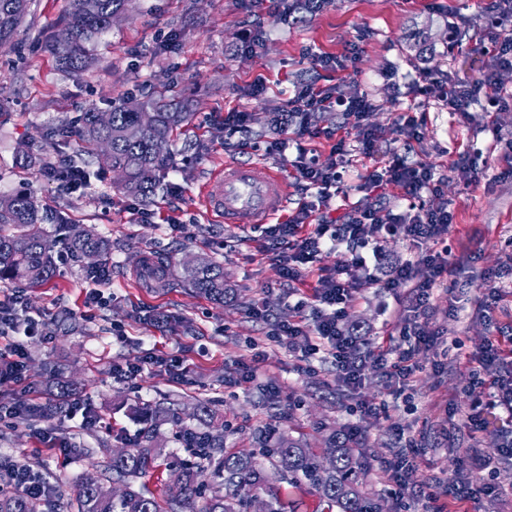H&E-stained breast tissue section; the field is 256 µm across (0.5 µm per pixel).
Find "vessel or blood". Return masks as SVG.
<instances>
[{
	"mask_svg": "<svg viewBox=\"0 0 512 512\" xmlns=\"http://www.w3.org/2000/svg\"><path fill=\"white\" fill-rule=\"evenodd\" d=\"M200 203L207 216L247 229L270 222L284 210L287 183L264 163L228 162L210 175Z\"/></svg>",
	"mask_w": 512,
	"mask_h": 512,
	"instance_id": "vessel-or-blood-1",
	"label": "vessel or blood"
}]
</instances>
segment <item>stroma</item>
I'll return each mask as SVG.
<instances>
[{"instance_id":"35a3bbf8","label":"stroma","mask_w":512,"mask_h":512,"mask_svg":"<svg viewBox=\"0 0 512 512\" xmlns=\"http://www.w3.org/2000/svg\"><path fill=\"white\" fill-rule=\"evenodd\" d=\"M486 5L487 0H327L311 14L285 10L278 0H131L127 12L96 40L94 64L65 71L44 52L42 42L63 27L69 0H31L13 43L0 49V194L28 192L48 224L90 229L112 242V274L98 286L101 305L85 307L89 284L80 264L69 260L60 262L51 282L22 290L24 313L42 321L43 332L25 339V383H0V404L12 405L29 390L41 398L53 393L44 373L50 365L72 381L80 399L78 409L42 425L65 438L71 449L66 456L37 442L36 423L0 420V459L25 465L54 489L42 512H79V482L87 477L105 480L113 450L129 447L130 436L138 430L134 407H170L189 424L202 402L210 404L212 424L222 427L224 447L231 451L256 450L257 436L271 427L319 448L325 427L340 430L358 422L365 434V489L382 498L389 512H424L421 503L397 501L393 487L380 478L378 464L393 446L386 433L389 422L422 430L440 416L439 401L466 407L480 390L479 379H496L498 367L467 365L451 348L443 373L434 374L426 365L416 371L413 391L408 399L391 404L389 420L354 414V405L384 399L383 378L365 371L359 390L344 394L330 363H317L315 371L305 372L287 345L268 341V327L252 317V307L268 304L285 321L292 318L301 294L282 279L274 262L255 256L249 231L208 219L198 197L224 162L262 161L287 179L288 206L278 216L279 222H287L308 198L295 178L294 147L269 153L262 147L242 152L229 146L225 112H251L255 135L265 141L275 135L269 124L272 112L286 106L295 85L314 81L326 89L339 88L348 97L368 94L375 110L362 128L375 129L384 148L442 176L441 189L455 215L448 244L459 253L473 252L455 283L436 286V315L429 330L459 339L472 352L496 330L512 329V293L493 318L477 310L489 286L488 274L512 257V157L488 151L497 138L512 139V109L496 112L488 122L475 105L468 122L413 87L423 71L448 72L463 80L479 76L488 64ZM415 26L429 30L431 60H422L409 46L408 34ZM259 33L265 41L253 56L245 42ZM355 42L361 45L359 55L337 72L317 68L303 55L310 47L336 56ZM161 84L184 92L194 106L165 174L172 192L138 199L123 193L117 173L85 154L76 133L78 118L92 108L110 110L121 98L145 99ZM406 111L422 121L418 140L408 145L394 126L398 114ZM360 130L349 129L346 135L352 146L350 192L348 199L332 203L337 219L351 207L370 209L378 202L376 194L356 189L378 164L356 150ZM52 134L58 137L56 157L89 171L91 185L83 195L66 193L43 176L41 167L23 165V150L40 146ZM476 148L488 157L474 184L455 161L458 152ZM134 206L151 211L152 219L134 220ZM193 257L223 263L233 299L219 304L183 284L184 262ZM452 305L459 308V316L448 315ZM396 307L395 295L370 288L348 307L345 319L377 331L385 320L397 319ZM158 314L182 315L188 331L170 332L155 322ZM255 351L261 358L256 377L234 385L238 363ZM150 355L165 358V365L147 367L133 384L114 377L113 365ZM173 357L186 366V374L170 365ZM86 407L99 416L97 428H81ZM474 446L466 434L449 432L429 451L430 465L413 472L412 482L428 481L439 468L461 464L470 477L487 479L499 490L498 495L467 503L468 512H512V462L481 471Z\"/></svg>"}]
</instances>
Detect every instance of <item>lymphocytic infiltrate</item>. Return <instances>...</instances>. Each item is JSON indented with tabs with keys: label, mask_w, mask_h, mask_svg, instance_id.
Segmentation results:
<instances>
[{
	"label": "lymphocytic infiltrate",
	"mask_w": 512,
	"mask_h": 512,
	"mask_svg": "<svg viewBox=\"0 0 512 512\" xmlns=\"http://www.w3.org/2000/svg\"><path fill=\"white\" fill-rule=\"evenodd\" d=\"M491 26L496 29L491 46V62L481 76L464 83L450 75L421 74L420 93L448 107L449 111L468 115L472 104L485 102V114L512 107V90L500 82L501 71L512 69V0H490L487 7ZM337 109L345 119L362 121L374 103L368 95L344 97L316 83L302 85L277 112L273 127L278 136L268 141L267 150H279L285 145L282 133H292L297 156L294 164L297 180L314 189L316 199L302 204L297 217L288 223L264 224L257 239L260 255L275 262L282 278L291 283L301 282L304 272L312 268L323 252H343L344 257L333 270H320L311 289L309 313H297L295 319L279 322L271 319L266 306L254 307L255 317L270 324L269 336L289 348H302L303 359L315 355L329 356L336 370L337 384L355 390L365 369H372L385 378L391 396H401L412 383L416 357L443 345L439 334L428 333L426 326L435 314L431 302L435 286L456 274L459 264L450 258L448 236L453 215L441 198L439 180L428 165L408 162L397 151H383L377 134L363 130L359 150L368 157L386 154L384 165L363 177L360 190L376 191L392 185L399 188L407 210L400 211L387 201L369 210L351 209L341 223H331L327 212L333 198L347 194L349 186L344 173L336 167L320 166L310 156L308 140L320 134L316 116L321 111ZM398 236L416 248L414 259L383 271L382 275L361 276L370 249L371 258L381 260L386 238ZM379 288L390 292L402 289L400 303L405 319L385 323V333L370 336L347 327L343 313L362 292ZM20 293H12L0 301V337L8 343L0 348V359L23 367L26 356L22 336L33 335L38 324L20 321L17 310ZM458 359L470 364H496L507 369L508 376L486 384L482 395L472 400L468 409H453L455 429L467 432L475 441L486 435L481 409L490 404L500 409L507 421H512V336L493 338L479 352L458 351ZM389 431L395 448L379 464L383 479L397 487L399 493L411 498L442 499L444 504L477 501L486 487L471 482L462 468H454L448 481L434 479L429 485H415L412 473L424 462L427 449L426 433H412L391 424Z\"/></svg>",
	"instance_id": "lymphocytic-infiltrate-1"
}]
</instances>
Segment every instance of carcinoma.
I'll list each match as a JSON object with an SVG mask.
<instances>
[{
  "instance_id": "carcinoma-1",
  "label": "carcinoma",
  "mask_w": 512,
  "mask_h": 512,
  "mask_svg": "<svg viewBox=\"0 0 512 512\" xmlns=\"http://www.w3.org/2000/svg\"><path fill=\"white\" fill-rule=\"evenodd\" d=\"M72 9L65 27L71 37L66 43L56 39L49 48L59 65L67 70H82L91 60L96 39L110 28L111 18L125 10L128 0H96V8L87 11L84 0H71ZM30 0H0V48L9 46L20 24L28 15ZM190 103L164 93L146 101L124 100L112 107L111 122L103 126L98 111L83 114L79 127L82 141L96 148L105 143L104 162L124 175L125 192L142 198L155 195L170 162L168 144L174 133L189 120ZM149 113L153 122L132 140L128 130ZM62 244L71 257L83 260L95 253L99 261L84 264L85 278L106 280L111 268L112 244L88 230L78 236L50 238L43 228V217L33 199L26 194L0 198V281H20L42 286L57 272V244ZM186 282L195 292L222 302L233 294L224 284V266L203 262L184 269ZM71 381L57 379L55 410L32 406L24 410L29 417L55 418L70 397ZM143 427L134 437L125 454L110 457L107 469L126 488L116 498L100 482H83L78 488L80 512H247L249 496L264 490L272 498L267 512H298L295 500L283 505L275 483L288 479L291 487L314 490L323 504V512H382L381 502L363 491L359 475L363 470L361 457L344 444V434L333 432L324 440L321 451L311 448L306 440L285 433L262 434L257 438L259 452L224 451V436L201 431L184 424L183 419L160 405L142 409ZM171 424L179 434L196 437L193 455L196 462L169 460L158 443L157 428ZM336 456L330 469L322 465L326 456ZM173 472V479L158 496L138 479L161 466ZM0 512H39V502L17 490H0Z\"/></svg>"
}]
</instances>
